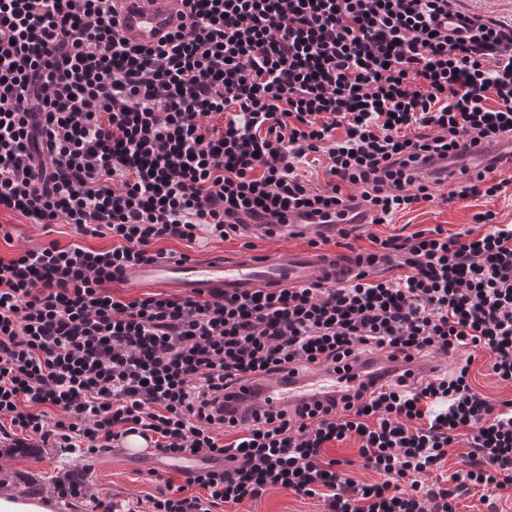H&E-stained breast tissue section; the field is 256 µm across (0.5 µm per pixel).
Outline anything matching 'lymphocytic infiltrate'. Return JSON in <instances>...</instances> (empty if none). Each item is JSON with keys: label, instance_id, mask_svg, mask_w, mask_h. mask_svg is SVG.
<instances>
[{"label": "lymphocytic infiltrate", "instance_id": "obj_1", "mask_svg": "<svg viewBox=\"0 0 512 512\" xmlns=\"http://www.w3.org/2000/svg\"><path fill=\"white\" fill-rule=\"evenodd\" d=\"M180 3L178 26L144 47L122 37L116 0H0V211L75 236L0 258V418L46 448L94 454L136 435L205 462L194 481L208 497L152 512L272 487L329 512H457L471 488L512 498V400L470 380L483 352L512 382V226L493 211L475 214L478 235L374 238L341 282L133 300L109 288L164 258L161 239L225 240L250 220L281 237L290 214L343 216L346 185L377 224L444 184L451 203L498 196L496 164L463 160L512 139V25L453 0ZM413 125L425 134L408 137ZM311 156L327 162L324 188L296 170ZM393 260L403 278L375 277ZM439 353L459 354L451 373L393 371L326 406L224 407L246 375ZM462 438L451 486L427 483ZM348 439L378 482L326 459Z\"/></svg>", "mask_w": 512, "mask_h": 512}]
</instances>
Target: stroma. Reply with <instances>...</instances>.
<instances>
[{
  "label": "stroma",
  "mask_w": 512,
  "mask_h": 512,
  "mask_svg": "<svg viewBox=\"0 0 512 512\" xmlns=\"http://www.w3.org/2000/svg\"><path fill=\"white\" fill-rule=\"evenodd\" d=\"M496 179L507 180L505 192L494 199L471 198L453 204L434 200L411 209L390 215L383 224L370 227L349 226L347 245H340L338 235H331L326 250L343 257H353L371 250V236L386 238L392 235H407L415 231L442 225L449 234L467 230L482 232V225L473 220L475 213L494 211L496 221L512 225V170L498 167ZM67 245L73 239L72 229L66 224L53 225L44 231L38 224H31L19 214L0 212V257L11 258L21 249L34 248L48 240ZM244 240L236 237L226 241L197 239L188 243L177 239H163L156 247L168 252L185 254L198 260L213 254L243 252ZM12 442L0 438V466L11 471L18 489L24 490L43 477L55 475L80 485L82 493L76 497H58L48 492L51 512H96L97 502H114L122 505H139L141 512H149L150 498L168 494L170 488L184 487L186 495L199 496L203 490L196 485H187L186 479L193 472L195 462L189 459L159 456L151 459H134L116 451L94 455L80 449L42 448L32 456L6 455ZM246 512H326L323 500L300 496L285 488L269 489L261 498L245 503Z\"/></svg>",
  "instance_id": "obj_1"
}]
</instances>
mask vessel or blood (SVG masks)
Segmentation results:
<instances>
[{
	"instance_id": "vessel-or-blood-1",
	"label": "vessel or blood",
	"mask_w": 512,
	"mask_h": 512,
	"mask_svg": "<svg viewBox=\"0 0 512 512\" xmlns=\"http://www.w3.org/2000/svg\"><path fill=\"white\" fill-rule=\"evenodd\" d=\"M178 0H124L119 16L123 36L140 45H151L178 23ZM354 272L349 259L310 249H276L262 254L245 252L234 257L205 261L157 260L132 266L123 274L126 284L174 290L185 296L227 294L303 284L343 281ZM418 369V361H364L358 368L362 381L393 368ZM349 379L326 369L306 373H281L272 379L246 378L224 394L231 408L265 403L296 411L316 402L326 403L346 392Z\"/></svg>"
}]
</instances>
